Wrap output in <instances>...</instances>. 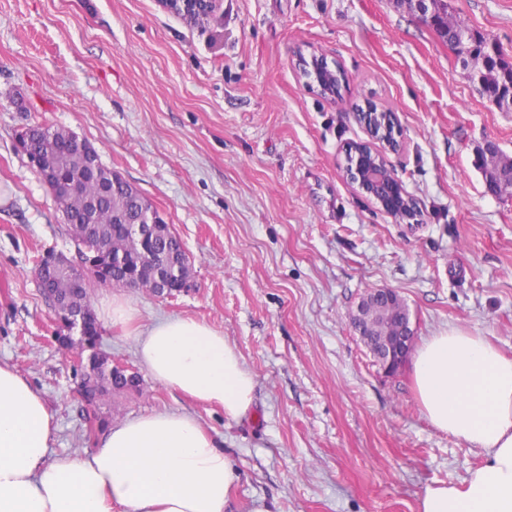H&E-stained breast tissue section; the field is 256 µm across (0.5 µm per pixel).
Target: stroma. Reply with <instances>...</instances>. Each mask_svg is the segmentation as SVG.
I'll return each mask as SVG.
<instances>
[{"label":"stroma","mask_w":512,"mask_h":512,"mask_svg":"<svg viewBox=\"0 0 512 512\" xmlns=\"http://www.w3.org/2000/svg\"><path fill=\"white\" fill-rule=\"evenodd\" d=\"M452 18L512 63V0H451ZM316 52L345 80L328 98L300 75ZM395 112L384 156L419 222L382 211L348 177L369 142L357 109ZM31 125L69 129L147 198L181 239L190 286L123 295L141 325L191 317L234 343L257 387L230 421L155 381L133 337L103 320L99 352L138 373L137 390L86 412L78 350L35 276L45 252L77 248L47 186L17 147ZM512 158V111L402 0H223L194 24L156 0H0V362L40 393L57 427L51 456L92 448L88 418L196 416L239 479L227 512H418L426 485L457 483L480 451L433 428L412 365L383 373L350 315L369 291L407 303L416 341L458 327L512 355V189L491 195L475 160Z\"/></svg>","instance_id":"35a3bbf8"}]
</instances>
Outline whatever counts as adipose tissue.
I'll return each instance as SVG.
<instances>
[{
	"label": "adipose tissue",
	"instance_id": "adipose-tissue-1",
	"mask_svg": "<svg viewBox=\"0 0 512 512\" xmlns=\"http://www.w3.org/2000/svg\"><path fill=\"white\" fill-rule=\"evenodd\" d=\"M108 322L132 329L141 365L165 387L252 409L257 380L223 332L191 317L147 327L113 297ZM414 394L438 431L483 454L461 484L425 488L419 512H512V356L484 337L448 328L413 358ZM56 425L40 393L0 363V512H224L238 473L199 420L156 411L108 425L92 450L49 458Z\"/></svg>",
	"mask_w": 512,
	"mask_h": 512
}]
</instances>
